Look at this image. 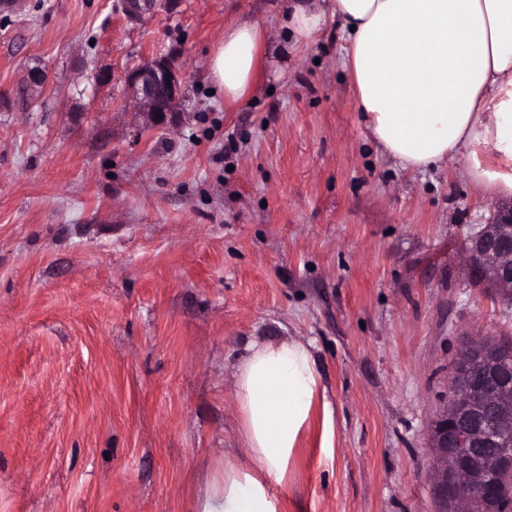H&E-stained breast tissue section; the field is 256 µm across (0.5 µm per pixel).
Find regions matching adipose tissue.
I'll use <instances>...</instances> for the list:
<instances>
[{"label": "adipose tissue", "instance_id": "adipose-tissue-1", "mask_svg": "<svg viewBox=\"0 0 512 512\" xmlns=\"http://www.w3.org/2000/svg\"><path fill=\"white\" fill-rule=\"evenodd\" d=\"M346 31L361 121L407 174L455 167L480 193L512 196V0H291L283 46L309 49L328 19ZM265 25L240 17L209 51L211 83L245 101L269 64ZM321 391L309 342L251 341L234 366L244 447L199 496L197 512H279L283 482Z\"/></svg>", "mask_w": 512, "mask_h": 512}]
</instances>
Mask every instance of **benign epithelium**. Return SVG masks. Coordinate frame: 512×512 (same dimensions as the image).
<instances>
[{"instance_id": "obj_1", "label": "benign epithelium", "mask_w": 512, "mask_h": 512, "mask_svg": "<svg viewBox=\"0 0 512 512\" xmlns=\"http://www.w3.org/2000/svg\"><path fill=\"white\" fill-rule=\"evenodd\" d=\"M170 2L120 0V9L127 19L137 20ZM125 82L150 124H163L182 111L185 81L173 59L160 57L139 65L125 75ZM463 259L474 282L485 287L512 284L511 200L495 203L489 221L465 238ZM450 376L454 392L433 417L427 437L431 459L427 476L440 512H447L450 504L457 507L476 500L492 486L512 482V436L508 434L512 420L492 428L486 418L472 413L477 405L487 414L505 410L512 404V391L484 392L471 384L469 371L459 364Z\"/></svg>"}]
</instances>
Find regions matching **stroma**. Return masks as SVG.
Masks as SVG:
<instances>
[{
    "label": "stroma",
    "instance_id": "1",
    "mask_svg": "<svg viewBox=\"0 0 512 512\" xmlns=\"http://www.w3.org/2000/svg\"><path fill=\"white\" fill-rule=\"evenodd\" d=\"M173 2L130 23L116 0H0V512H196L243 446L235 359L281 336L311 342L331 409L281 512H436L451 364L512 337V300L461 259L491 198L382 157L335 26L228 106L208 50L289 0ZM169 54L186 99L153 126L121 76Z\"/></svg>",
    "mask_w": 512,
    "mask_h": 512
}]
</instances>
